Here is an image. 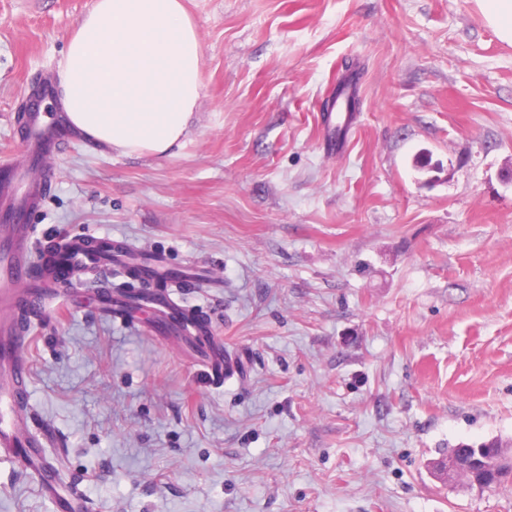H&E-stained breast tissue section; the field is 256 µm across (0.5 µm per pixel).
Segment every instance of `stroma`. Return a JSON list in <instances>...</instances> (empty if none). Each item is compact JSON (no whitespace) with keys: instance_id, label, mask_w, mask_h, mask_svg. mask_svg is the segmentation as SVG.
Segmentation results:
<instances>
[{"instance_id":"stroma-1","label":"stroma","mask_w":512,"mask_h":512,"mask_svg":"<svg viewBox=\"0 0 512 512\" xmlns=\"http://www.w3.org/2000/svg\"><path fill=\"white\" fill-rule=\"evenodd\" d=\"M94 2L0 0V164L27 156L19 108ZM184 5L202 90L182 146L69 141L31 172L32 247L108 235L198 269L174 295L244 365L213 379L153 310L109 306L125 273L58 288L29 404L89 512H512V488L431 469L512 443V46L476 0ZM0 512L53 510L0 459Z\"/></svg>"}]
</instances>
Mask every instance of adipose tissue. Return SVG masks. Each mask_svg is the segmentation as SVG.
Listing matches in <instances>:
<instances>
[{
    "label": "adipose tissue",
    "mask_w": 512,
    "mask_h": 512,
    "mask_svg": "<svg viewBox=\"0 0 512 512\" xmlns=\"http://www.w3.org/2000/svg\"><path fill=\"white\" fill-rule=\"evenodd\" d=\"M200 37L182 0H96L59 63L70 124L121 155H173L202 88Z\"/></svg>",
    "instance_id": "obj_1"
}]
</instances>
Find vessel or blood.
Instances as JSON below:
<instances>
[{
	"mask_svg": "<svg viewBox=\"0 0 512 512\" xmlns=\"http://www.w3.org/2000/svg\"><path fill=\"white\" fill-rule=\"evenodd\" d=\"M25 136L30 145L26 160L13 166L9 183L0 185V306L38 316L50 299L27 288L34 260L26 212L37 202L44 185L32 180L29 170L61 146L64 133L54 127L52 114L37 106L27 115ZM91 261L83 240L68 241L63 265L79 267ZM27 341L26 331L0 319V457L11 458L16 456V449H27L21 463L56 512H86L83 489L74 483L62 484L57 462L43 459L41 441L28 431L30 411L24 405L29 394V366L24 354Z\"/></svg>",
	"mask_w": 512,
	"mask_h": 512,
	"instance_id": "b4317fda",
	"label": "vessel or blood"
}]
</instances>
